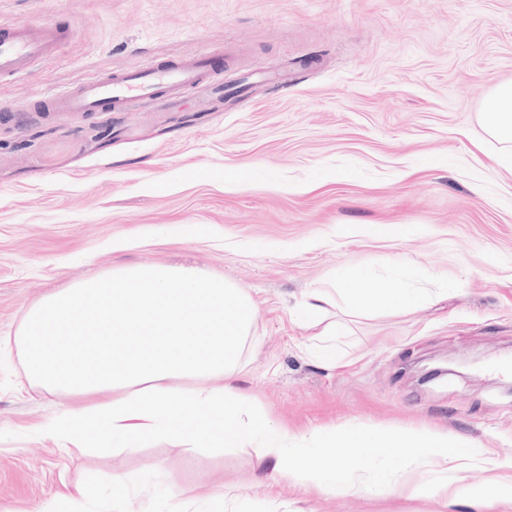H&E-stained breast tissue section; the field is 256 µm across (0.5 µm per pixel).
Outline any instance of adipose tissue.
I'll list each match as a JSON object with an SVG mask.
<instances>
[{
    "label": "adipose tissue",
    "mask_w": 512,
    "mask_h": 512,
    "mask_svg": "<svg viewBox=\"0 0 512 512\" xmlns=\"http://www.w3.org/2000/svg\"><path fill=\"white\" fill-rule=\"evenodd\" d=\"M482 125L501 144L500 164L512 168V82L495 85L481 106ZM351 315L409 311L423 303L399 279L373 287L369 271L347 268L329 287L307 293L299 317L328 338L320 355L339 353L326 319L335 297ZM258 316L251 295L221 277L191 266L138 264L46 296L32 307L17 338L29 377L49 391L69 394L73 405L52 425L60 448L97 454L173 439L192 448H239L252 443L263 463L258 483L289 481L321 492L347 487L349 465L368 466L372 454L392 455L403 469L429 472L482 454L426 429H324L310 435L316 455L290 447L237 384L239 361ZM354 451L345 463L341 451ZM450 493L478 512L512 507V475L491 477L483 488L465 478L416 485Z\"/></svg>",
    "instance_id": "adipose-tissue-1"
}]
</instances>
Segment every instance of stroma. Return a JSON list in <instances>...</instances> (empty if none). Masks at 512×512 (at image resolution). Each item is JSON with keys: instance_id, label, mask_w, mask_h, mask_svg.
<instances>
[{"instance_id": "35a3bbf8", "label": "stroma", "mask_w": 512, "mask_h": 512, "mask_svg": "<svg viewBox=\"0 0 512 512\" xmlns=\"http://www.w3.org/2000/svg\"><path fill=\"white\" fill-rule=\"evenodd\" d=\"M0 17L69 24L59 50L0 78V512H49L63 484L140 473L122 512H172L178 491L225 488L224 512H475L412 495L256 486L254 448L151 440L106 456L59 448L71 405L33 386L16 344L43 296L112 269L186 264L260 308L240 382L290 435L321 428L437 429L512 468V172L481 105L512 81V0H0ZM206 50V84L93 115L38 96ZM395 225L402 236L374 234ZM347 267L404 275L431 298L368 317L331 308L339 366L319 361L291 310ZM465 377L420 383L437 359Z\"/></svg>"}]
</instances>
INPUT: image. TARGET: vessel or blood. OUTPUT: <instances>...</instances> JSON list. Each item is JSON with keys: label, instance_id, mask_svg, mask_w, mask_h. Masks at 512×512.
I'll use <instances>...</instances> for the list:
<instances>
[{"label": "vessel or blood", "instance_id": "obj_1", "mask_svg": "<svg viewBox=\"0 0 512 512\" xmlns=\"http://www.w3.org/2000/svg\"><path fill=\"white\" fill-rule=\"evenodd\" d=\"M66 37L61 27L34 26L0 19V76L24 71L34 60L51 55ZM208 56L153 65L134 71L99 76L77 89L54 94L45 101L51 112L93 113L118 108L130 100L148 102L165 91L195 86L210 69Z\"/></svg>", "mask_w": 512, "mask_h": 512}]
</instances>
